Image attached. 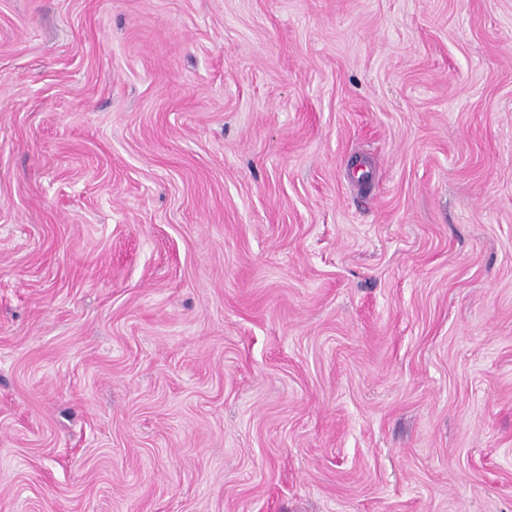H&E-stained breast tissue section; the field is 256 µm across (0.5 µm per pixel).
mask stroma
Instances as JSON below:
<instances>
[{
  "instance_id": "35a3bbf8",
  "label": "stroma",
  "mask_w": 512,
  "mask_h": 512,
  "mask_svg": "<svg viewBox=\"0 0 512 512\" xmlns=\"http://www.w3.org/2000/svg\"><path fill=\"white\" fill-rule=\"evenodd\" d=\"M0 512H512V0H0Z\"/></svg>"
}]
</instances>
